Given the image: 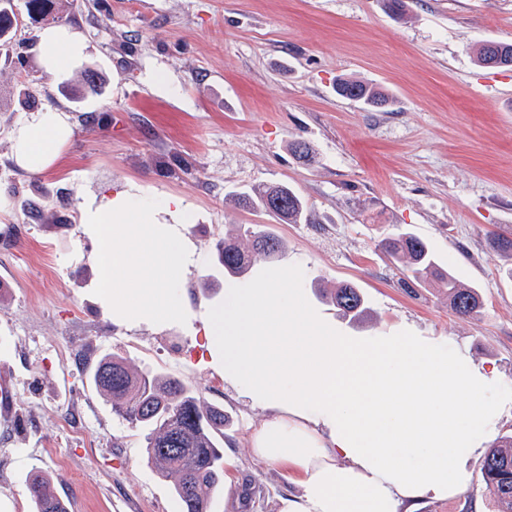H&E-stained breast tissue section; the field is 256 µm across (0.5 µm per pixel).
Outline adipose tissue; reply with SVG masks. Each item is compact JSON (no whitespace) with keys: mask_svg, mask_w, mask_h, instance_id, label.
Returning a JSON list of instances; mask_svg holds the SVG:
<instances>
[{"mask_svg":"<svg viewBox=\"0 0 512 512\" xmlns=\"http://www.w3.org/2000/svg\"><path fill=\"white\" fill-rule=\"evenodd\" d=\"M87 48L79 32L44 29L42 67L58 70ZM70 134L67 114L47 108L14 130L12 152L43 171ZM186 212L174 197L163 213L136 210L127 192L83 204L98 285L125 323L188 317L173 289L191 258ZM206 317L225 382L265 412L251 438L255 456L299 476V493L280 512H415L460 495L469 461L512 408V395L495 392L493 372L440 339L406 329L338 333L304 304L285 268L227 284L223 306Z\"/></svg>","mask_w":512,"mask_h":512,"instance_id":"adipose-tissue-1","label":"adipose tissue"}]
</instances>
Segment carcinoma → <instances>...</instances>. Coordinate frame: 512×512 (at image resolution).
I'll return each instance as SVG.
<instances>
[{"mask_svg": "<svg viewBox=\"0 0 512 512\" xmlns=\"http://www.w3.org/2000/svg\"><path fill=\"white\" fill-rule=\"evenodd\" d=\"M19 18L0 6V46L11 48L10 31L17 30ZM482 66L512 67V43L486 40L476 49ZM336 93L361 102L371 109L390 103L379 87L358 80L341 79ZM293 157L304 165L317 163L310 142L289 144ZM230 201L236 207L262 211L286 224L308 220L305 201L286 184L272 183L235 192ZM380 246L402 274L420 286L436 284L448 290V303L458 315L474 317L481 313L483 299L477 289L445 272L427 243L408 231L381 239ZM284 242L261 224H241L237 234L216 247L224 272L243 276L258 257L276 259ZM322 298L354 317L363 312L358 288L341 283L322 292ZM95 390L112 403V411L145 431L146 459L159 474L174 480V496L179 512H210L215 490L224 476L221 441L224 440V410L205 404L177 378L137 370L117 354L102 356L93 371ZM481 473L496 512H512V434L503 435L485 454ZM36 512H68L56 493L52 479L36 474L29 483Z\"/></svg>", "mask_w": 512, "mask_h": 512, "instance_id": "carcinoma-1", "label": "carcinoma"}]
</instances>
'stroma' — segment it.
<instances>
[{"label": "stroma", "mask_w": 512, "mask_h": 512, "mask_svg": "<svg viewBox=\"0 0 512 512\" xmlns=\"http://www.w3.org/2000/svg\"><path fill=\"white\" fill-rule=\"evenodd\" d=\"M29 2L10 0L28 74L0 59V512H33L37 471L54 477L69 512H178L141 430L90 383L112 352L223 408L233 486L214 494L211 512H279L293 475L253 454L262 410L225 383L210 351L205 310L224 301L216 245L234 224L266 225L285 242L279 265L340 332L443 338L512 394L511 259L491 244L512 229V68L474 57L482 41L512 42V0H406L402 16L384 0H55L53 14L88 42L59 73L40 64L47 23ZM88 69L102 79L74 102L60 86L82 84ZM340 78L380 87L390 105L338 96ZM22 82L34 96L24 108L11 96ZM48 107L67 112L71 135L53 167L24 170L12 133ZM296 138L315 146V167L289 153ZM264 183L294 188L309 223L225 201ZM130 186L141 207L171 196L187 207L195 251L177 291L190 320L126 325L96 286L80 209ZM400 229L479 288L480 316L456 315L442 289L404 283L378 247ZM339 282L359 288L358 318L319 298L317 285ZM481 462L470 460L464 494L419 512H494Z\"/></svg>", "instance_id": "stroma-1"}]
</instances>
